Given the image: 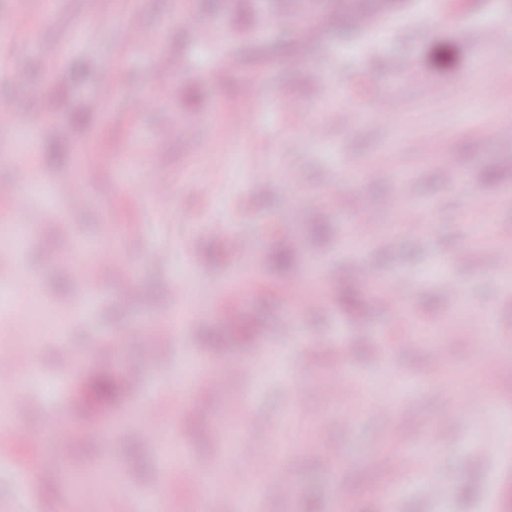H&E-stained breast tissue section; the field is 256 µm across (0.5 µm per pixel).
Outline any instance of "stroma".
I'll return each instance as SVG.
<instances>
[{
  "instance_id": "obj_1",
  "label": "stroma",
  "mask_w": 512,
  "mask_h": 512,
  "mask_svg": "<svg viewBox=\"0 0 512 512\" xmlns=\"http://www.w3.org/2000/svg\"><path fill=\"white\" fill-rule=\"evenodd\" d=\"M0 0L14 22L0 40V109L32 137L38 186L22 201L0 198L25 235L20 249L0 236V261L39 276L34 293L45 337L18 353L13 381L19 438L0 441V506L7 512H63L75 505L60 468L88 473L103 449L122 474L100 512H127L124 490L166 487L176 503L198 499L200 472L224 477L207 512H239V489L254 478L248 458L269 465L263 512H512V362L485 373L481 354L512 341V287L491 266L512 251V0ZM369 13L382 27L364 32ZM210 28L197 39L194 29ZM133 27L153 33L178 68L151 69L127 47ZM473 27L499 39L482 49ZM244 45L224 41L225 30ZM64 45L49 58L44 47ZM111 70L112 82L98 77ZM101 110L86 111L88 98ZM251 124L231 127L240 113ZM323 122L320 138L307 128ZM262 168L263 179L252 177ZM457 172V186L448 183ZM407 180V194L398 191ZM80 181L83 202L68 208L61 184ZM162 182L167 193L151 197ZM335 194L338 207L302 203ZM498 201L484 211L485 199ZM251 238L241 272L235 240ZM121 250L123 266L95 272L91 246ZM291 250L280 267L273 254ZM396 275L406 304L395 309L383 285ZM96 278L100 304L75 296ZM459 292H448L449 281ZM356 289L358 304L340 301ZM163 322L181 316L162 354L144 359V337L126 306ZM194 312L181 315L186 299ZM293 317L296 341L280 335ZM224 361L266 351L251 372H228L222 387L184 385L187 366L213 352ZM111 337L112 374L145 368L154 426L176 433L180 451L140 445L132 433L79 432L70 407L80 393L69 359L93 356L84 337ZM448 347L439 366L433 344ZM480 375L472 405L458 380ZM408 399L402 420L371 411L369 400ZM209 414L188 415L187 402ZM251 420L256 435L229 452L210 413ZM67 449L59 457L58 449ZM340 457L325 470L318 451ZM422 470L401 472V449ZM444 488L439 497L425 487ZM399 489L397 508L382 491Z\"/></svg>"
}]
</instances>
